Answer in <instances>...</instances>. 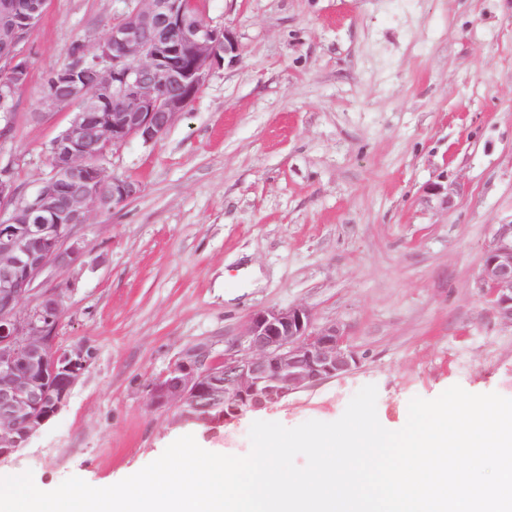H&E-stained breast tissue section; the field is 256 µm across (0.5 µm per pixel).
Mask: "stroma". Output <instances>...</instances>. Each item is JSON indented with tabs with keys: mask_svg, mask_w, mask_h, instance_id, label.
Masks as SVG:
<instances>
[{
	"mask_svg": "<svg viewBox=\"0 0 512 512\" xmlns=\"http://www.w3.org/2000/svg\"><path fill=\"white\" fill-rule=\"evenodd\" d=\"M127 0H47L22 51L29 81L0 135L19 195L50 171L67 110L43 83L73 44L94 50ZM234 63L214 70L156 142L108 154L139 195L93 210L64 291L59 348L90 358L65 407L0 469L43 491L123 479L181 436L247 455L257 420L333 422L363 386L383 427L453 385L512 398V326L480 281L512 224V0H206ZM452 202H428L430 183ZM257 265L233 301L224 282ZM307 307L336 323L354 369L210 432L151 407L148 381L187 350L223 354L249 316Z\"/></svg>",
	"mask_w": 512,
	"mask_h": 512,
	"instance_id": "1",
	"label": "stroma"
}]
</instances>
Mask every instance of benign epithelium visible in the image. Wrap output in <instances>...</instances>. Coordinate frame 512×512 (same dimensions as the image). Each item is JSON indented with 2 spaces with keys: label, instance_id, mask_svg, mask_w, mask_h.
<instances>
[{
  "label": "benign epithelium",
  "instance_id": "1",
  "mask_svg": "<svg viewBox=\"0 0 512 512\" xmlns=\"http://www.w3.org/2000/svg\"><path fill=\"white\" fill-rule=\"evenodd\" d=\"M204 2L133 0L88 63L72 62L51 74L42 103L69 108L70 119L52 141L49 176L20 199L10 169L0 168V407L20 423L21 438L6 441L12 453L58 413L86 367L83 350L57 347L63 290L44 288L39 279L49 268L68 269L80 259L77 231L93 209H116L140 193L138 182L106 174L108 151L164 135L211 70L237 57L234 33L204 20ZM18 10L17 0H0V42L10 45L0 53L1 110L29 77L17 47L30 28L17 24ZM426 194L448 208L443 184H429ZM481 282L501 322L512 326V224L500 225ZM354 364L336 324L315 325L301 305L266 309L250 315L224 355L195 347L150 381L148 393L156 407L179 408H200L222 395L225 426L342 376Z\"/></svg>",
  "mask_w": 512,
  "mask_h": 512
}]
</instances>
